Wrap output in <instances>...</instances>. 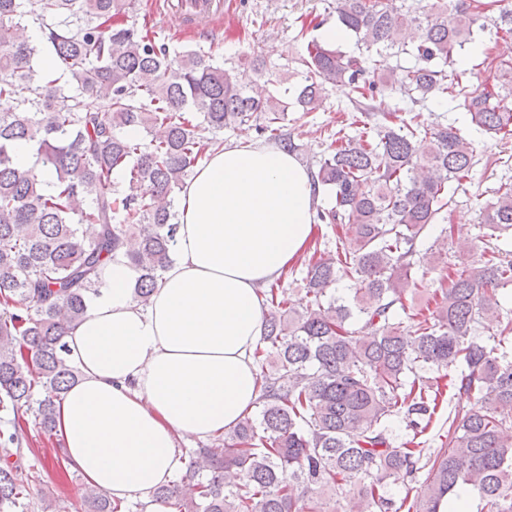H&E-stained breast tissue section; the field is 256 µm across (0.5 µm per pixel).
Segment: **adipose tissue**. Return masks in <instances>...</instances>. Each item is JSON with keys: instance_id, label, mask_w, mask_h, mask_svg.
I'll return each mask as SVG.
<instances>
[{"instance_id": "obj_1", "label": "adipose tissue", "mask_w": 512, "mask_h": 512, "mask_svg": "<svg viewBox=\"0 0 512 512\" xmlns=\"http://www.w3.org/2000/svg\"><path fill=\"white\" fill-rule=\"evenodd\" d=\"M319 201L294 156L228 145L183 192L173 266L149 304L126 258L113 262L65 338L79 377L56 411L65 462L89 485L142 499L178 470L180 441L210 442L254 408L262 293L305 251Z\"/></svg>"}]
</instances>
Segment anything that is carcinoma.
I'll return each instance as SVG.
<instances>
[{
	"label": "carcinoma",
	"mask_w": 512,
	"mask_h": 512,
	"mask_svg": "<svg viewBox=\"0 0 512 512\" xmlns=\"http://www.w3.org/2000/svg\"><path fill=\"white\" fill-rule=\"evenodd\" d=\"M339 27L354 49L307 41L303 82L278 98L258 84L264 62L225 69L195 50L169 55L149 33L124 23L127 0H0V97L17 109L0 113V512H27L29 482L10 457L20 453L26 408L34 425L55 429L53 396L78 376L63 342L107 284L112 255L130 237L137 272L133 296L148 304L172 265L177 190L217 144L213 134L254 123L259 136L295 154L288 108L325 109L328 86L350 89L353 111L377 117L351 136L340 128L312 173L331 197L323 224L348 228L336 252L312 258L304 295L280 287L265 293L264 333L254 358L262 394L256 413L206 448L191 449L175 477L148 500L124 507L87 487L92 512H337L324 492L357 496L358 512H448L467 486L483 512H512V352L480 338L487 321L512 333V310L495 292L512 285V260L497 256L460 267L443 258L448 276L434 306L415 313L412 328L396 320L415 284L419 245L438 221H449L456 195L478 164L472 143L451 123L422 118L436 96L470 115L494 137L512 138V61L495 62V83L472 84L457 52L488 30L512 36L505 0H335ZM53 23H47V20ZM46 30L54 68L72 86L35 84L38 45L28 23ZM408 54L413 65L388 74L374 56ZM95 97L102 108L85 109ZM409 114L405 119L399 113ZM31 143L44 182L15 165L16 142ZM125 175V188L112 174ZM483 236L512 232V177H502L481 212ZM349 284L338 288L343 280ZM371 331L357 335L354 322ZM52 396L35 398L37 388ZM473 404L448 417L427 476L416 480L424 433L444 397ZM409 438L395 447L388 422ZM412 482L401 503L388 480Z\"/></svg>",
	"instance_id": "carcinoma-1"
}]
</instances>
